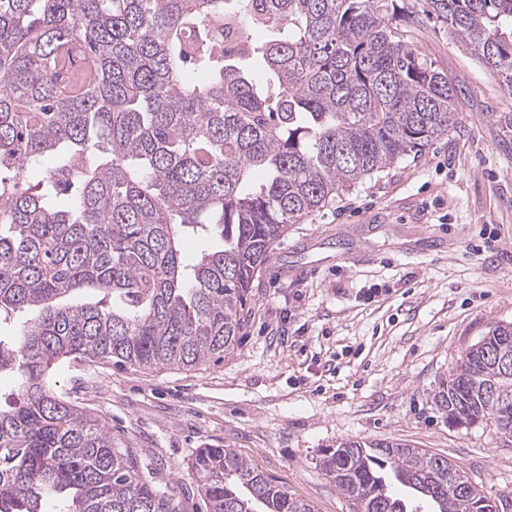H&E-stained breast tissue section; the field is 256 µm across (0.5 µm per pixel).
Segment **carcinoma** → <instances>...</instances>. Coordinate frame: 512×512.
Listing matches in <instances>:
<instances>
[{"label":"carcinoma","instance_id":"carcinoma-1","mask_svg":"<svg viewBox=\"0 0 512 512\" xmlns=\"http://www.w3.org/2000/svg\"><path fill=\"white\" fill-rule=\"evenodd\" d=\"M428 4L512 90V0ZM229 15L236 52L208 29ZM405 27L396 0H0V323L31 313L0 335L19 400L0 408V512H177L56 394L54 368L198 369L233 352L288 227L455 128V88ZM78 45L88 77L70 73ZM192 233L216 245L189 264ZM83 288L98 299L69 301ZM503 349L512 323L490 325L435 399L448 423L512 442ZM319 466L358 512H499L407 443L342 440ZM191 471L209 512H314L231 450L198 449Z\"/></svg>","mask_w":512,"mask_h":512}]
</instances>
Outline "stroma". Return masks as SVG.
I'll return each mask as SVG.
<instances>
[{"instance_id":"35a3bbf8","label":"stroma","mask_w":512,"mask_h":512,"mask_svg":"<svg viewBox=\"0 0 512 512\" xmlns=\"http://www.w3.org/2000/svg\"><path fill=\"white\" fill-rule=\"evenodd\" d=\"M408 31L458 92L456 126L289 227L254 283L235 350L196 370L67 359L55 391L117 448L208 512L189 469L227 448L315 512H356L319 466L344 439L399 440L448 457L512 500V444L494 425H449L435 395L489 324L512 323V113L505 88L429 15Z\"/></svg>"}]
</instances>
